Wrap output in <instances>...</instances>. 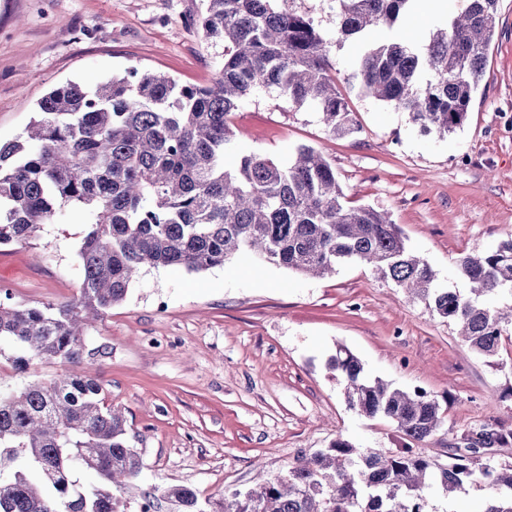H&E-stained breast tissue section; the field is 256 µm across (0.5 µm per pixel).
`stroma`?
Wrapping results in <instances>:
<instances>
[{
  "mask_svg": "<svg viewBox=\"0 0 512 512\" xmlns=\"http://www.w3.org/2000/svg\"><path fill=\"white\" fill-rule=\"evenodd\" d=\"M462 6L419 0L395 33L425 41ZM204 12L205 0H0V141L24 136L41 98L66 82L90 87L135 69L209 85L224 49L193 25ZM329 57L359 132L331 136L318 112L260 88L236 113L237 151L282 164L302 145L322 151L350 204L387 212L438 286L463 289L457 260L512 235V0L498 4L467 119L444 138L361 95L351 46H330ZM87 229L68 206L34 238L0 247V288L17 305L77 299ZM87 344L107 404L126 418L145 488L247 490L258 473L278 474L339 436L360 448L403 447L391 423L349 407L327 367L341 345L370 377L440 401L445 422L423 443L435 459L483 425L512 431V343L489 363L456 324L363 264L320 278L236 262L201 272L147 267L88 329Z\"/></svg>",
  "mask_w": 512,
  "mask_h": 512,
  "instance_id": "1",
  "label": "stroma"
}]
</instances>
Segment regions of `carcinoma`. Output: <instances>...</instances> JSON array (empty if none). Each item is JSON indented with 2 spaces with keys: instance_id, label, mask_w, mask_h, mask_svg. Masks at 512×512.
Masks as SVG:
<instances>
[{
  "instance_id": "obj_1",
  "label": "carcinoma",
  "mask_w": 512,
  "mask_h": 512,
  "mask_svg": "<svg viewBox=\"0 0 512 512\" xmlns=\"http://www.w3.org/2000/svg\"><path fill=\"white\" fill-rule=\"evenodd\" d=\"M206 2L203 33L224 44L210 85L181 86L136 70L93 89L67 82L41 99L24 139L0 143V247L31 238L67 205L85 212L89 224L78 252V299L34 306L0 299V352L9 349L18 370L35 360L70 366L62 377L0 391V512L155 506L133 491L141 461L128 445L126 421L83 364L88 319L123 301L146 266L201 272L257 261L322 276L349 256L458 325L484 357L499 355L512 325L478 303L512 295V237L458 259L469 291L439 288L386 213L347 205L321 151L300 146L286 165L237 152L233 117L260 87L315 109L334 136L359 127L331 74L328 40L310 17L287 0ZM412 2L336 0L337 30L357 47L360 93L408 112L422 133L443 137L467 117L499 0H467L420 46L388 34ZM328 368L343 382L350 408L390 421L409 441L423 442L444 424L436 397L368 377L344 347ZM511 440V431L482 429L462 448L449 444L442 463L422 448H357L338 437L257 489L202 500L198 490L172 485L162 499L175 512H427L432 489L450 494L472 485L489 491L478 512H512V463L483 457ZM82 471L97 482L80 487Z\"/></svg>"
}]
</instances>
